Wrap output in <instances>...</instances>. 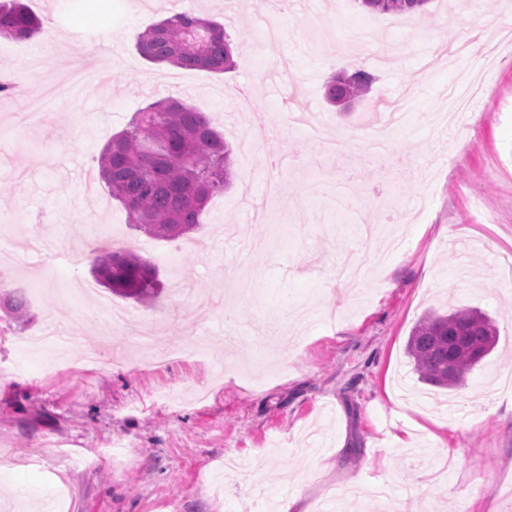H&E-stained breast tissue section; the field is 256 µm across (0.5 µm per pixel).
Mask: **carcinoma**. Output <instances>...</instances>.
<instances>
[{
  "instance_id": "carcinoma-1",
  "label": "carcinoma",
  "mask_w": 512,
  "mask_h": 512,
  "mask_svg": "<svg viewBox=\"0 0 512 512\" xmlns=\"http://www.w3.org/2000/svg\"><path fill=\"white\" fill-rule=\"evenodd\" d=\"M376 13L414 14L430 0H358ZM40 20L12 0L0 7V37L28 39L40 32ZM208 32L206 40L191 44L186 32ZM139 54L152 63L183 69L224 72L233 68V43L224 26L192 13H175L151 25L136 41ZM377 77L364 70L340 72L325 84L329 103L339 105L368 93ZM231 148L224 136L194 107L163 98L137 113L128 128L112 136L99 156L98 175L112 197L126 210L128 222L145 234L176 240L199 230L210 198L230 181ZM96 280L112 293L137 301H151L162 292L156 266L130 251L105 252L92 262ZM0 309L12 319L28 312L24 294H0ZM493 321L478 310L458 309L429 314L413 328L407 354L420 379L453 389L495 347Z\"/></svg>"
}]
</instances>
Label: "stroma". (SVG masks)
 Returning <instances> with one entry per match:
<instances>
[{
  "label": "stroma",
  "mask_w": 512,
  "mask_h": 512,
  "mask_svg": "<svg viewBox=\"0 0 512 512\" xmlns=\"http://www.w3.org/2000/svg\"><path fill=\"white\" fill-rule=\"evenodd\" d=\"M466 2L431 0L412 17L421 26L414 44L383 64L359 46L330 59L314 43H340L354 30L398 39L396 15L356 0H288L268 44L265 0H192L236 45L234 68L209 73L149 62L135 48L147 27L181 12L180 0H143L121 21L95 0H25L37 16L66 12L70 21L35 73L15 41L0 37V77L16 84L0 99V133L10 138L0 149V293L28 300L23 322L0 311V512H259V497L277 503L289 489L312 502L332 487L343 498L323 512H379L381 487L408 512H512V388L501 386L512 378V287L493 277L500 254L512 251V51L493 68L448 54L474 30L512 25V10L497 0L473 12ZM315 16L325 24L319 34L309 27ZM88 32L96 45L85 46ZM78 61L111 68V82L78 88L40 122L14 124L22 100L41 97ZM359 68L376 75L372 91L349 111L329 106V75ZM284 76L321 138L354 143L331 155L320 139L284 127L242 152L247 131L281 107ZM467 78L480 90V119L435 128L432 113ZM243 85L253 91L244 116ZM167 97L203 112L232 147V184L193 232L196 253L133 229L102 183L84 186L112 136ZM397 100L406 121L390 156L367 155L382 106ZM274 155L282 190L263 221L242 199L265 206ZM333 169L366 203L338 209L322 182ZM90 221L152 259L164 288L153 302L110 296L127 312V333L155 320L166 327L153 350H105L100 370L82 358L110 321L97 303L107 291L66 295L70 281L93 280L91 254L70 239ZM33 224L42 248L19 254L6 232ZM233 273L252 281L251 293L225 296L199 318L195 295L223 288ZM461 308L492 317L499 340L464 386L447 391L420 380L405 345L428 312ZM271 312L288 338L263 365L254 342L267 336ZM228 324L249 338L232 356ZM50 333L72 340L69 363L52 373L40 352L21 354L28 337ZM169 349L176 357L153 367V351ZM116 441L122 449L111 450ZM66 451L82 465L66 467Z\"/></svg>",
  "instance_id": "stroma-1"
}]
</instances>
